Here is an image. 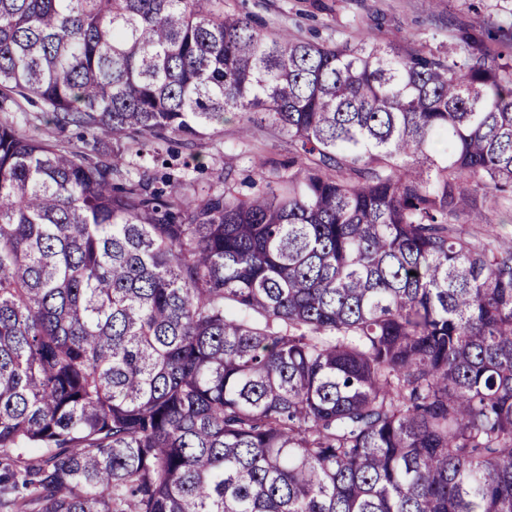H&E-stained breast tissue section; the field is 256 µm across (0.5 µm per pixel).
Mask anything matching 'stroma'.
<instances>
[{"instance_id": "35a3bbf8", "label": "stroma", "mask_w": 512, "mask_h": 512, "mask_svg": "<svg viewBox=\"0 0 512 512\" xmlns=\"http://www.w3.org/2000/svg\"><path fill=\"white\" fill-rule=\"evenodd\" d=\"M224 5L251 15L266 34L283 30L325 40L378 38L424 51L447 43L449 30L466 27L478 16L493 29L512 25V0H224ZM238 127L237 119H228L223 132L192 147L168 137L156 144V159L148 165L160 174L186 173L198 187L214 183L229 167L240 178L254 177L261 170L287 173L295 160L287 136L261 119L249 138H240ZM192 153L200 166L184 170L183 163Z\"/></svg>"}]
</instances>
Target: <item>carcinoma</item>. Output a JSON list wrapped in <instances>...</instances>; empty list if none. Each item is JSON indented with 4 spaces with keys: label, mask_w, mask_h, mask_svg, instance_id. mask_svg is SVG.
<instances>
[{
    "label": "carcinoma",
    "mask_w": 512,
    "mask_h": 512,
    "mask_svg": "<svg viewBox=\"0 0 512 512\" xmlns=\"http://www.w3.org/2000/svg\"><path fill=\"white\" fill-rule=\"evenodd\" d=\"M25 102L0 512H512V239L464 230L512 202V28L421 52L224 0H0V112ZM255 114L298 169L248 195L101 158ZM28 108V114H22V113H12L9 112L8 114H4L0 112V119L6 117H9L10 119H14V121L18 122L23 130L32 137H41L43 128H44V122L42 120V113L40 112V109L35 106H27Z\"/></svg>",
    "instance_id": "cac0c4a2"
}]
</instances>
